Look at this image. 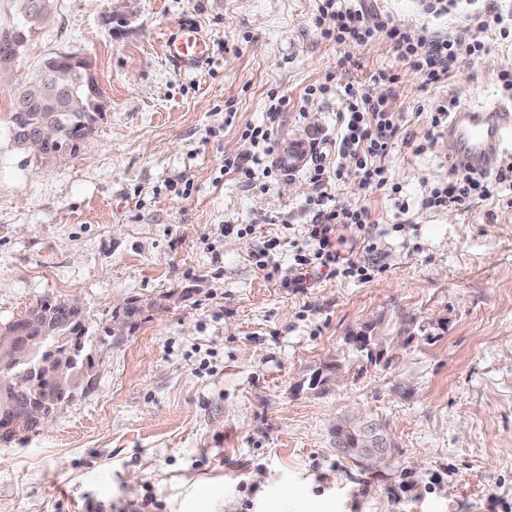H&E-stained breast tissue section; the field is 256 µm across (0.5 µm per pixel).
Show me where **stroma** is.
<instances>
[{"mask_svg":"<svg viewBox=\"0 0 512 512\" xmlns=\"http://www.w3.org/2000/svg\"><path fill=\"white\" fill-rule=\"evenodd\" d=\"M320 5L55 0L0 82L1 113L15 83L69 51L102 91L76 157L42 165L0 142V325L77 301L96 377L39 430L0 439L7 512H512V201L421 204L449 155L446 139L423 144L425 104L500 97L512 46L490 41L428 89L387 38L348 51L324 39ZM184 27L210 44L191 70L161 48ZM382 70L404 115L384 160L402 193L354 180L327 191L335 206L369 207L387 270L285 287L318 188L303 167L247 187L224 160L255 153L245 131L282 96L276 144L332 163L343 85L363 91ZM314 85L327 93L307 97ZM270 244L271 279L251 259ZM404 322L418 334L389 367L310 389L347 336ZM352 412L385 424L390 459L366 468L337 452L331 429Z\"/></svg>","mask_w":512,"mask_h":512,"instance_id":"stroma-1","label":"stroma"}]
</instances>
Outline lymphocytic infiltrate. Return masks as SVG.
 Returning a JSON list of instances; mask_svg holds the SVG:
<instances>
[{
	"label": "lymphocytic infiltrate",
	"mask_w": 512,
	"mask_h": 512,
	"mask_svg": "<svg viewBox=\"0 0 512 512\" xmlns=\"http://www.w3.org/2000/svg\"><path fill=\"white\" fill-rule=\"evenodd\" d=\"M423 10L433 18L447 16L453 10L466 11L469 25L460 29L456 38L448 39L425 28L404 31L389 30L385 18L370 14L364 7H342L336 0H323L316 24L325 39L336 45L351 47L364 43L380 33H388L396 57L415 70L424 85L436 86L450 81L459 56L478 57L485 53L490 39L512 35V14L499 12L495 0H422ZM374 80L382 88L373 98L357 96L352 87L343 95V129L336 142V168L327 170L322 162H312L309 177L317 185L329 179H358L360 188L386 191L399 195L402 187L390 178L382 160L394 148L401 135L404 116L393 108L391 72L380 71ZM257 153L226 161L225 170L237 171L246 181L256 176L270 177L272 170L265 159L275 147L269 126L250 129ZM512 188V163H503L490 172H475L451 165L447 180L438 182L422 201L428 209L466 208L486 201ZM357 230L364 244V256L346 257L342 227ZM372 213L368 208L355 210L328 206L318 199L310 224L304 227V245L298 248L288 271V284L302 287L308 276L325 273L366 281L383 272L381 254L372 233Z\"/></svg>",
	"instance_id": "obj_1"
}]
</instances>
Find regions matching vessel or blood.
Wrapping results in <instances>:
<instances>
[{"instance_id":"b4317fda","label":"vessel or blood","mask_w":512,"mask_h":512,"mask_svg":"<svg viewBox=\"0 0 512 512\" xmlns=\"http://www.w3.org/2000/svg\"><path fill=\"white\" fill-rule=\"evenodd\" d=\"M164 55L181 67H196L208 56V42L194 28H184L162 44ZM444 135L456 142L455 162L476 171L495 169L507 136L512 135V103L462 106L452 112Z\"/></svg>"}]
</instances>
